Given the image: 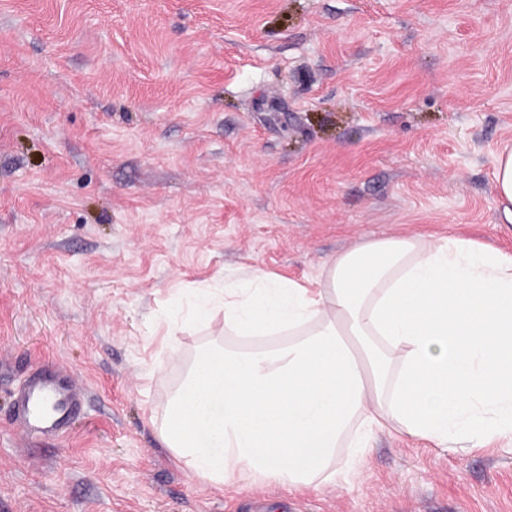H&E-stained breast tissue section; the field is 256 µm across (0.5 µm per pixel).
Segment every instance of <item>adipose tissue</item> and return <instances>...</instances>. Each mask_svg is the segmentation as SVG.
I'll return each instance as SVG.
<instances>
[{
	"label": "adipose tissue",
	"instance_id": "adipose-tissue-1",
	"mask_svg": "<svg viewBox=\"0 0 512 512\" xmlns=\"http://www.w3.org/2000/svg\"><path fill=\"white\" fill-rule=\"evenodd\" d=\"M197 298L232 340L196 349L159 436L213 484H332L387 427L438 448L512 446V255L385 235L329 258L316 287L258 274Z\"/></svg>",
	"mask_w": 512,
	"mask_h": 512
}]
</instances>
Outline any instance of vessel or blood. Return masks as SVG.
Here are the masks:
<instances>
[{
	"label": "vessel or blood",
	"instance_id": "1",
	"mask_svg": "<svg viewBox=\"0 0 512 512\" xmlns=\"http://www.w3.org/2000/svg\"><path fill=\"white\" fill-rule=\"evenodd\" d=\"M77 413V386L53 370L29 377L14 403L12 422L25 434L56 437Z\"/></svg>",
	"mask_w": 512,
	"mask_h": 512
}]
</instances>
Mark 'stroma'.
<instances>
[{
    "mask_svg": "<svg viewBox=\"0 0 512 512\" xmlns=\"http://www.w3.org/2000/svg\"><path fill=\"white\" fill-rule=\"evenodd\" d=\"M512 0H0V512H512V447L376 431L359 476L216 486L155 417L224 315L194 289L315 283L361 240L512 252ZM85 396L10 421L27 376ZM496 194L504 206V214L512 223V147L508 146L497 154L494 171ZM511 206V207H510ZM78 395L58 371L33 373L14 403L12 423L27 435L58 437L78 413Z\"/></svg>",
    "mask_w": 512,
    "mask_h": 512,
    "instance_id": "1",
    "label": "stroma"
}]
</instances>
